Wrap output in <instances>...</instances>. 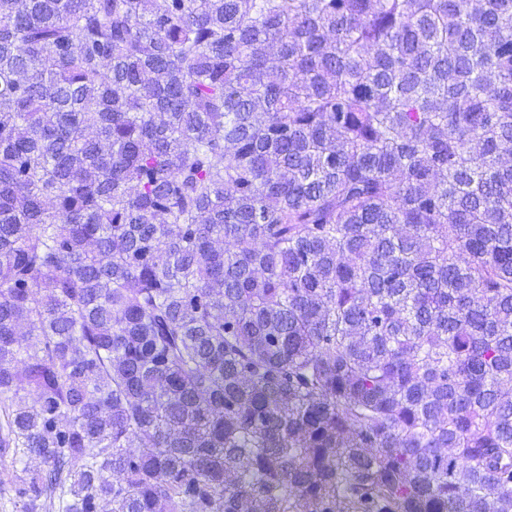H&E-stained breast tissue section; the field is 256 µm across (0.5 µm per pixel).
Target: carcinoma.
<instances>
[{
	"mask_svg": "<svg viewBox=\"0 0 512 512\" xmlns=\"http://www.w3.org/2000/svg\"><path fill=\"white\" fill-rule=\"evenodd\" d=\"M9 452L20 512H512V0H0Z\"/></svg>",
	"mask_w": 512,
	"mask_h": 512,
	"instance_id": "carcinoma-1",
	"label": "carcinoma"
}]
</instances>
